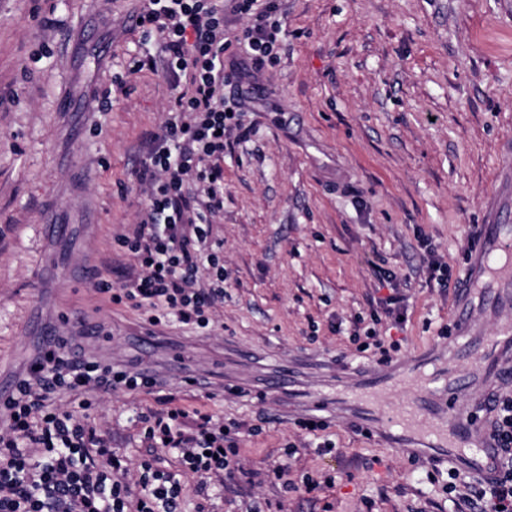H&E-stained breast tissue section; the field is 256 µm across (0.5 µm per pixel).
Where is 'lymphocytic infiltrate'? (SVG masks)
Returning a JSON list of instances; mask_svg holds the SVG:
<instances>
[{"label":"lymphocytic infiltrate","instance_id":"obj_1","mask_svg":"<svg viewBox=\"0 0 512 512\" xmlns=\"http://www.w3.org/2000/svg\"><path fill=\"white\" fill-rule=\"evenodd\" d=\"M144 0L137 24L142 37H158L162 58L136 60L162 69L176 92L158 130L144 141L135 170L143 190L142 216L118 237L136 272L120 291L98 279L97 293L129 300L150 325L171 317L208 328L224 303V264L209 227L224 210V138L230 114L224 100V9L253 14L243 39L255 63L276 57L280 0ZM69 339L54 336L30 362L11 394L0 400V512H182L185 477L196 479V512H208L215 487L239 469L238 427L193 406L142 415L145 439L171 454L177 469L151 459L128 466L108 434L89 422L87 392L152 389L154 376L74 358ZM72 406L58 405L64 395ZM488 429L498 448L499 475L469 480L457 495L461 512H512V396H491Z\"/></svg>","mask_w":512,"mask_h":512}]
</instances>
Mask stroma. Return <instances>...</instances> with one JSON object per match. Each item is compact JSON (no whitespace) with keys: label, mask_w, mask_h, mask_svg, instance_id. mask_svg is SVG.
Instances as JSON below:
<instances>
[{"label":"stroma","mask_w":512,"mask_h":512,"mask_svg":"<svg viewBox=\"0 0 512 512\" xmlns=\"http://www.w3.org/2000/svg\"><path fill=\"white\" fill-rule=\"evenodd\" d=\"M142 0H0V389L42 345L34 328L157 376V392L90 393L95 428L129 463L155 451L141 413L169 398L241 422L242 474L213 512L266 499L282 512H456L448 463L424 461L344 421L309 433L297 396L269 391L294 368L298 394L332 393L355 369L381 367L370 329L392 322L377 298L400 280L402 355L463 344L456 323L475 228L495 207L512 226V184L499 169L512 140V0H282L275 61L240 55L249 15L224 12V87L238 128L226 136L224 211L210 226L223 245L224 305L208 332L175 320L149 326L143 309L110 303L64 270L124 279L116 238L138 221L132 172L143 133L175 97L162 71L132 59ZM108 99L106 112L91 98ZM52 219L60 231L45 238ZM448 267L432 280L430 260ZM104 325L111 340L73 334ZM288 460L291 488L264 477ZM332 476L321 502L303 475Z\"/></svg>","instance_id":"1"}]
</instances>
